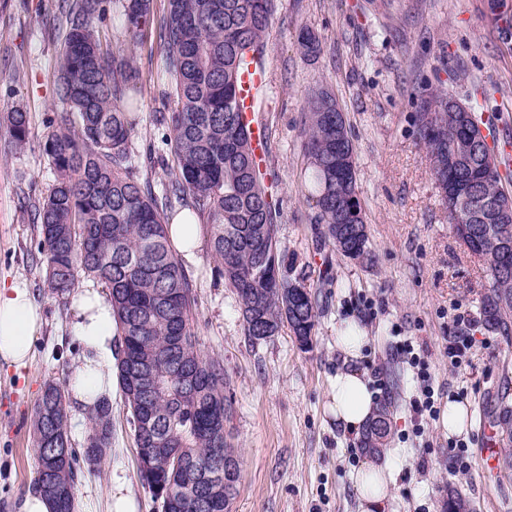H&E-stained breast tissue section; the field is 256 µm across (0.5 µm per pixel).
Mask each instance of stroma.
<instances>
[{"instance_id":"35a3bbf8","label":"stroma","mask_w":512,"mask_h":512,"mask_svg":"<svg viewBox=\"0 0 512 512\" xmlns=\"http://www.w3.org/2000/svg\"><path fill=\"white\" fill-rule=\"evenodd\" d=\"M104 6L99 26L112 52L136 54L141 110L130 147L140 175L158 186L170 177L164 162L172 157L156 122L172 108L161 95L162 55L152 37L131 48L119 0ZM57 7L58 0L0 6V116L16 106L30 114L29 145L20 153L11 151L0 119V282L22 279L43 317L27 366H0V512H21L32 489L29 423L45 382L66 383L82 354L71 299L49 292L45 265L35 256L30 212L54 183L42 144L63 110L54 95L59 45L45 35ZM305 27L321 41L317 56H305L297 45ZM265 43L271 75L265 117L272 131L265 168L281 202L279 237L308 264L322 311L312 349H302L285 328L255 344L243 332L232 289L214 271L209 244L187 266L200 348L223 360L231 381L226 430L242 461L232 512H358L351 475L364 456L357 434L343 432L329 412V380L344 365L336 330L353 321L368 336L355 366L367 376L380 371L387 390L377 399L392 404L387 453L399 467L386 512H444L452 491L470 500L474 512H512V479L484 476L478 457L481 427L496 406L512 404V337L482 325L488 275L451 230L411 107L426 86L465 104L483 98L488 114L512 135V50L485 17L483 0H275ZM319 87L335 95L350 125L372 264L317 243L301 143L306 101ZM456 307L471 317L474 339L471 362L459 370L449 367L446 353ZM400 337L412 339L427 361L438 407L451 399L468 405L462 458L450 453L452 438L439 420L416 428L409 399L417 380L395 353ZM111 404L112 448L101 469L78 484L77 512H105L115 479L133 512H160L138 480L120 392Z\"/></svg>"}]
</instances>
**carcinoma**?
<instances>
[{
	"mask_svg": "<svg viewBox=\"0 0 512 512\" xmlns=\"http://www.w3.org/2000/svg\"><path fill=\"white\" fill-rule=\"evenodd\" d=\"M104 0H59L51 35L60 43L55 95L69 107L50 125L43 142L55 182L33 204L37 249L46 261L52 293L65 296L78 285V273L109 290L122 336L118 383L138 448H178L202 468L216 441L237 458L224 439V427L210 425L208 411L230 413L228 378L218 357L207 356L191 328L196 307L193 280L169 244L172 201H191L206 215L215 273L236 295L245 336L265 341L289 328L305 350L313 346L319 306L306 281V267L282 245L280 211L265 183L251 132L237 106L240 78L248 60L265 55L264 37L274 0H166L162 13L154 0H123L125 32L136 44L157 26L163 52L168 97L174 108L160 124L171 146L176 170L162 194L129 164L137 124V103L130 95L139 73L131 56L112 55L96 20ZM303 53L315 55L320 40L301 30ZM443 89L418 95L414 121L430 161L435 184L455 235L485 265L489 287L482 299L483 325L491 333L512 334V208L503 222L487 224L480 212L498 202H512L502 184L501 161L481 134L477 115L467 112L441 128L429 115L448 112ZM336 98L318 88L307 101L303 149L309 161L307 201L321 225V242L350 260L374 261L364 208L357 185V164L345 114H336ZM340 116L334 120V116ZM14 151L26 148L29 112L6 113ZM471 187L464 196L448 186ZM183 336L184 347L171 355L170 337ZM149 359L165 385L167 397L146 399L138 389V368ZM70 405L64 388L45 384L31 427L37 462L35 488L51 502L52 512H74L81 469L76 460L48 458L70 444ZM152 416L151 431L139 422ZM85 445L97 449L88 470L100 468L112 447V405L85 412ZM390 434V410L376 409L362 429L360 448L383 454ZM139 479L163 512H196L185 474L166 455L153 467L138 468Z\"/></svg>",
	"mask_w": 512,
	"mask_h": 512,
	"instance_id": "carcinoma-1",
	"label": "carcinoma"
}]
</instances>
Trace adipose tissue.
<instances>
[{
  "instance_id": "ef3b65f1",
  "label": "adipose tissue",
  "mask_w": 512,
  "mask_h": 512,
  "mask_svg": "<svg viewBox=\"0 0 512 512\" xmlns=\"http://www.w3.org/2000/svg\"><path fill=\"white\" fill-rule=\"evenodd\" d=\"M73 333L82 346V356L68 381L73 398L84 408L111 396L115 384L113 339L117 324L112 305L99 289H76L72 295ZM42 324V313L20 282L0 285V363L26 366L33 338ZM367 341L354 323H345L336 342L348 365L336 372L330 383L331 411L337 424L348 432L359 431L372 417L375 401L365 376L351 363L358 359ZM360 512H383L393 469L389 462L370 459L353 476Z\"/></svg>"
}]
</instances>
